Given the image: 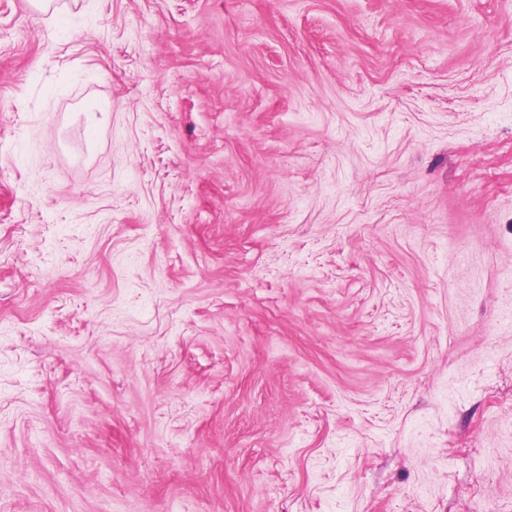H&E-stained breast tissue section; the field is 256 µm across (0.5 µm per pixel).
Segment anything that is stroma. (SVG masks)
Returning <instances> with one entry per match:
<instances>
[{
  "label": "stroma",
  "instance_id": "1",
  "mask_svg": "<svg viewBox=\"0 0 512 512\" xmlns=\"http://www.w3.org/2000/svg\"><path fill=\"white\" fill-rule=\"evenodd\" d=\"M54 5L0 0V512H512V0Z\"/></svg>",
  "mask_w": 512,
  "mask_h": 512
}]
</instances>
